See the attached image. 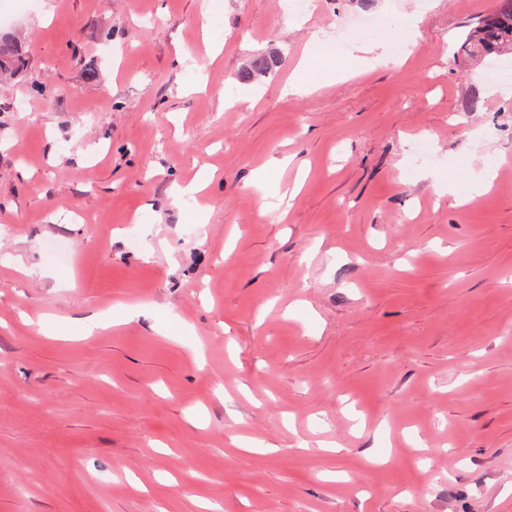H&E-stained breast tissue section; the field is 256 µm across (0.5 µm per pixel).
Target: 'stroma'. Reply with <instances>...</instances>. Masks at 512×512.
I'll use <instances>...</instances> for the list:
<instances>
[{
    "label": "stroma",
    "instance_id": "1",
    "mask_svg": "<svg viewBox=\"0 0 512 512\" xmlns=\"http://www.w3.org/2000/svg\"><path fill=\"white\" fill-rule=\"evenodd\" d=\"M494 7L0 0V512H512ZM458 52L480 58L512 53V0H497L492 14L470 22L459 36ZM378 25V20L375 16L369 14H358L351 19L342 23L333 33L336 36V50L345 44L346 40L355 34L375 28Z\"/></svg>",
    "mask_w": 512,
    "mask_h": 512
}]
</instances>
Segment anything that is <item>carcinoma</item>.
Instances as JSON below:
<instances>
[{"instance_id": "1", "label": "carcinoma", "mask_w": 512, "mask_h": 512, "mask_svg": "<svg viewBox=\"0 0 512 512\" xmlns=\"http://www.w3.org/2000/svg\"><path fill=\"white\" fill-rule=\"evenodd\" d=\"M458 52L464 56L485 57L490 54L512 53V0H497L495 11L477 18L459 36ZM20 64L18 47L6 37H0V71ZM272 60L256 57L242 78L253 79L271 69Z\"/></svg>"}]
</instances>
